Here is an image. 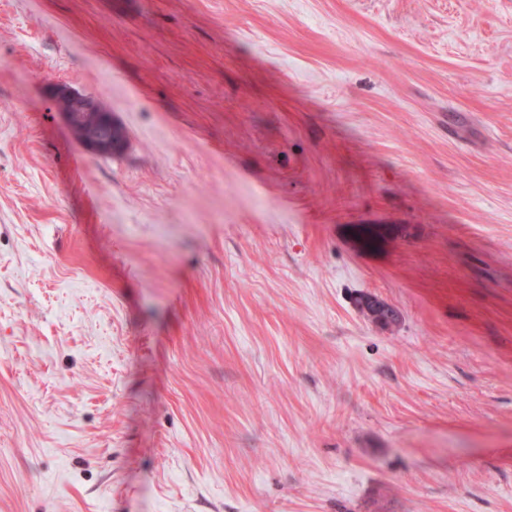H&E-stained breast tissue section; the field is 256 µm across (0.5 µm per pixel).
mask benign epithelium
<instances>
[{
	"mask_svg": "<svg viewBox=\"0 0 512 512\" xmlns=\"http://www.w3.org/2000/svg\"><path fill=\"white\" fill-rule=\"evenodd\" d=\"M55 98L71 131L93 153L110 154L123 148L121 126L99 100L66 86L57 87Z\"/></svg>",
	"mask_w": 512,
	"mask_h": 512,
	"instance_id": "1",
	"label": "benign epithelium"
}]
</instances>
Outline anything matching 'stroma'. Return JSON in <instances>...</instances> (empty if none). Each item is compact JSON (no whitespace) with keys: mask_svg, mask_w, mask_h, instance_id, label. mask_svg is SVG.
I'll list each match as a JSON object with an SVG mask.
<instances>
[{"mask_svg":"<svg viewBox=\"0 0 512 512\" xmlns=\"http://www.w3.org/2000/svg\"><path fill=\"white\" fill-rule=\"evenodd\" d=\"M0 512H512V0H0ZM56 102L75 136L95 154H112L125 144L121 126L98 99L57 87ZM365 297L368 296L363 295L358 300V308L369 320L383 326L390 325L397 321L398 315L394 308L382 301H378L377 304L363 305L362 301Z\"/></svg>","mask_w":512,"mask_h":512,"instance_id":"obj_1","label":"stroma"}]
</instances>
